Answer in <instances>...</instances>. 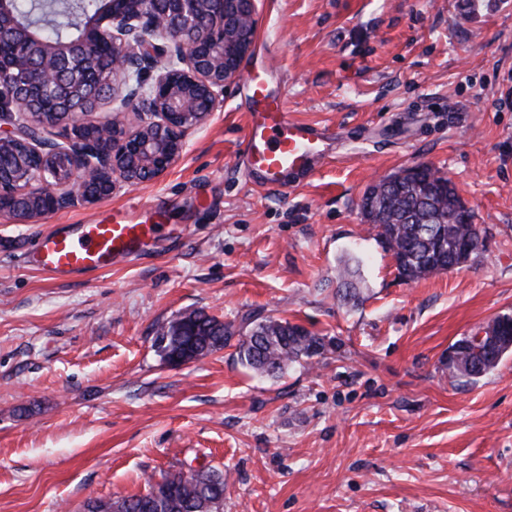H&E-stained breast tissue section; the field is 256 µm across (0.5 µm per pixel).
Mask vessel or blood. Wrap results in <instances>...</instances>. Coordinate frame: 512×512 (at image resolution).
I'll use <instances>...</instances> for the list:
<instances>
[{
  "mask_svg": "<svg viewBox=\"0 0 512 512\" xmlns=\"http://www.w3.org/2000/svg\"><path fill=\"white\" fill-rule=\"evenodd\" d=\"M270 84L264 65L247 77V125L237 158L253 184L284 188L290 177L315 170L330 137L324 128L292 119L285 97L272 93ZM163 230L143 215L116 207L108 222L56 226L28 253L27 263L53 277L107 271L143 254Z\"/></svg>",
  "mask_w": 512,
  "mask_h": 512,
  "instance_id": "vessel-or-blood-1",
  "label": "vessel or blood"
}]
</instances>
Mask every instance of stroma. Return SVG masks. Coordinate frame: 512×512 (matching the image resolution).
Listing matches in <instances>:
<instances>
[{
    "instance_id": "35a3bbf8",
    "label": "stroma",
    "mask_w": 512,
    "mask_h": 512,
    "mask_svg": "<svg viewBox=\"0 0 512 512\" xmlns=\"http://www.w3.org/2000/svg\"><path fill=\"white\" fill-rule=\"evenodd\" d=\"M255 5L292 118L336 136L313 173L250 183L240 79L159 179L38 223L0 213V512H82L198 462L223 469L224 512H512V354L469 381L446 368L512 315V0ZM415 165L452 180L483 246L406 282L360 201ZM153 201L167 230L136 260L69 279L27 266L54 225ZM349 257L354 304L336 295ZM192 311L232 337L170 366L153 338ZM248 315L327 348L258 376L236 354Z\"/></svg>"
}]
</instances>
